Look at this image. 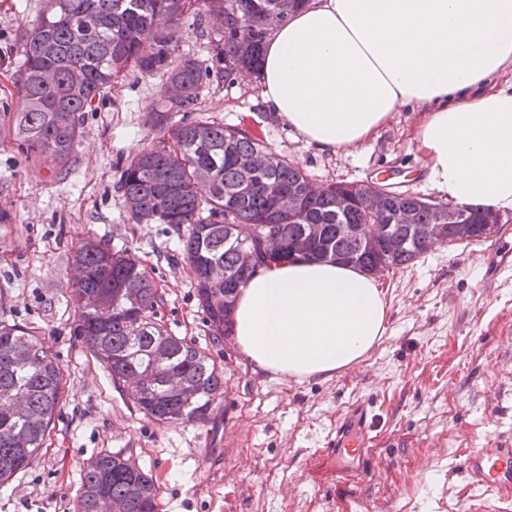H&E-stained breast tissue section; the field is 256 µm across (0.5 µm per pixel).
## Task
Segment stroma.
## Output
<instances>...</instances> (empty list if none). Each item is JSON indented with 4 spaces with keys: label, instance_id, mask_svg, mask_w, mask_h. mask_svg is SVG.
Listing matches in <instances>:
<instances>
[{
    "label": "stroma",
    "instance_id": "35a3bbf8",
    "mask_svg": "<svg viewBox=\"0 0 512 512\" xmlns=\"http://www.w3.org/2000/svg\"><path fill=\"white\" fill-rule=\"evenodd\" d=\"M44 6L0 0V321L44 337L62 396L39 456L0 485V512H77L83 468L112 448L152 474L160 512H512V501L473 495L458 467L488 440H512V276L483 287L481 255L493 239L512 242V222L386 271V331L360 362L326 381L273 379L234 337L212 338L177 231L134 223L115 189L124 165L162 138L146 123L164 96L160 78L132 71L97 99L65 166L10 135L8 75ZM426 118L400 107L374 139L326 155L266 112L247 80L207 84L197 111L172 116L256 133L318 184L381 177L428 197L417 149ZM88 238L135 255L163 299L155 322L223 367L224 397L208 422H154L76 336L73 256ZM360 404L376 427L361 471L342 475L324 440L337 421L355 425Z\"/></svg>",
    "mask_w": 512,
    "mask_h": 512
}]
</instances>
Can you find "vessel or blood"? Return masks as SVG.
<instances>
[{"label": "vessel or blood", "instance_id": "b4317fda", "mask_svg": "<svg viewBox=\"0 0 512 512\" xmlns=\"http://www.w3.org/2000/svg\"><path fill=\"white\" fill-rule=\"evenodd\" d=\"M509 271H512V243L491 244L485 252V282H496ZM460 467L475 492H493L502 500L512 498V446L498 441L475 449L461 461Z\"/></svg>", "mask_w": 512, "mask_h": 512}]
</instances>
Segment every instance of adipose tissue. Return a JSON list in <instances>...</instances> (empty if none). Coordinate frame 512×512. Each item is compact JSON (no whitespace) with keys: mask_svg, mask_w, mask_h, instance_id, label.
Wrapping results in <instances>:
<instances>
[{"mask_svg":"<svg viewBox=\"0 0 512 512\" xmlns=\"http://www.w3.org/2000/svg\"><path fill=\"white\" fill-rule=\"evenodd\" d=\"M512 0H308L271 30L256 88L324 154L357 148L400 106L427 112L419 150L456 206L512 211ZM384 294L357 268L284 260L236 295L232 332L280 380L331 379L385 331Z\"/></svg>","mask_w":512,"mask_h":512,"instance_id":"adipose-tissue-1","label":"adipose tissue"}]
</instances>
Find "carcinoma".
I'll list each match as a JSON object with an SVG mask.
<instances>
[{
    "mask_svg": "<svg viewBox=\"0 0 512 512\" xmlns=\"http://www.w3.org/2000/svg\"><path fill=\"white\" fill-rule=\"evenodd\" d=\"M306 0H47L22 43L21 64L10 81L17 91L11 123L16 141L55 165L70 156L85 113L112 84L136 70L181 86L183 97L152 108L153 126L171 143L143 150L121 171L117 191L136 224H169L183 232V257L192 269L198 304L213 338L230 331L232 303L211 285L217 265L233 274L231 288L249 275L236 270L237 249L257 246L273 234L289 242L303 225H322L310 252L313 260L366 270L385 261L405 266L421 256L418 242L400 229L386 243L362 249L346 224H389L411 210L417 224L441 223L448 205L386 184L374 188L376 210L356 188L355 204L336 214L334 183L304 197L294 215L274 210L276 197L302 192L308 176L284 157L271 172L251 168L249 159L267 146L239 128L215 122L170 125V113L194 112L204 84L233 83L240 71H255L269 34L266 18L280 21ZM213 21L209 62L175 59L176 33L185 17ZM251 229L239 236L231 228ZM77 270L71 299L75 330L113 377L126 383L145 415L160 424L208 422L224 395V370L206 352L151 320L160 301L145 268L129 251L101 241L82 243L73 257ZM62 371L40 337L22 325L0 323V484L28 468L44 448L61 397ZM158 512V487L125 449L104 451L83 469L78 512Z\"/></svg>",
    "mask_w": 512,
    "mask_h": 512,
    "instance_id": "1",
    "label": "carcinoma"
}]
</instances>
